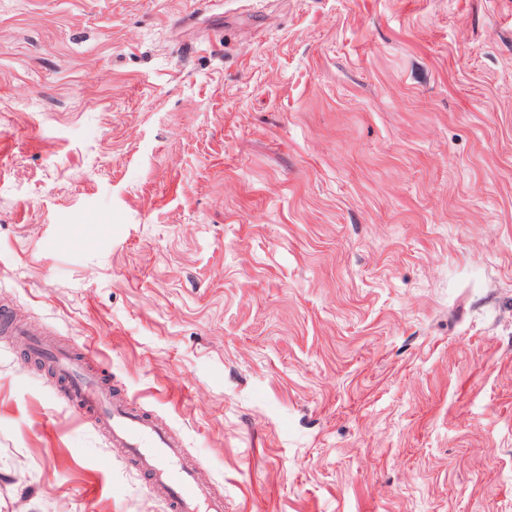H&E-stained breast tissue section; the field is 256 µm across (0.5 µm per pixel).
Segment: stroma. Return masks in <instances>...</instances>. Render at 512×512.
Masks as SVG:
<instances>
[{
  "label": "stroma",
  "mask_w": 512,
  "mask_h": 512,
  "mask_svg": "<svg viewBox=\"0 0 512 512\" xmlns=\"http://www.w3.org/2000/svg\"><path fill=\"white\" fill-rule=\"evenodd\" d=\"M0 307L224 512H512V0H0ZM0 335V512H166Z\"/></svg>",
  "instance_id": "obj_1"
}]
</instances>
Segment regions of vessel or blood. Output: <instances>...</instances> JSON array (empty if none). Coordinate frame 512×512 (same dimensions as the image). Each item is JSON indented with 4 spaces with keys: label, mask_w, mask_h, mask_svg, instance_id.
<instances>
[{
    "label": "vessel or blood",
    "mask_w": 512,
    "mask_h": 512,
    "mask_svg": "<svg viewBox=\"0 0 512 512\" xmlns=\"http://www.w3.org/2000/svg\"><path fill=\"white\" fill-rule=\"evenodd\" d=\"M27 343L65 373L66 385L59 401L108 432L113 447L122 449L124 461L146 477L168 512H224L223 498L204 486L193 468L183 464L180 443L146 413L114 398L109 386L85 370L82 357L46 346L34 336L28 337Z\"/></svg>",
    "instance_id": "1"
}]
</instances>
